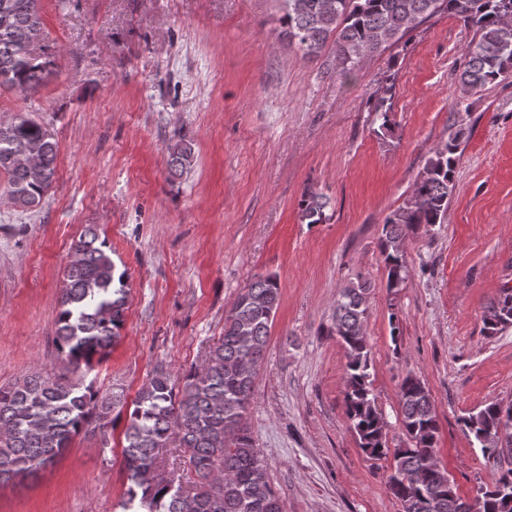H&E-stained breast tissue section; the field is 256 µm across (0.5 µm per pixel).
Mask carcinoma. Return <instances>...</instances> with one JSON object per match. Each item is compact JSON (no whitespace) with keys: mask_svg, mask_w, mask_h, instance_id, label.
<instances>
[{"mask_svg":"<svg viewBox=\"0 0 512 512\" xmlns=\"http://www.w3.org/2000/svg\"><path fill=\"white\" fill-rule=\"evenodd\" d=\"M42 0H0V88L29 96L50 75L54 60L37 52L43 39ZM284 33L310 57L333 41L336 68L351 75L368 57L399 42L428 17L446 12L474 28L458 84L465 93L512 75V0H282ZM467 129L453 122L447 139L428 159L415 183L412 202L393 211L383 224L381 253L387 288L408 276L402 242L424 224L443 223L455 190V173ZM58 147L35 119L17 115L0 122V174L6 176L11 204L31 211L55 181ZM194 149L185 136L168 147L174 174L192 165ZM325 196L307 193L304 219H325ZM126 272L118 271L112 248L89 224L72 246L63 271L54 343L67 364L102 357L119 336L127 305ZM371 285L358 280L342 288L332 330L345 345L344 407L359 445L369 456L393 457L386 486L402 512H462L448 472L436 468L439 420L425 383L408 375L400 385L399 419L405 445L388 446L387 423L369 381L370 348L364 323ZM280 301L276 275H257L235 300L224 334L209 346L201 365L179 381L162 367L142 385L124 431L127 487L123 512H285L268 465L245 421L264 362L270 327ZM512 328V289L505 288L483 320V333ZM123 395L102 394L68 373L37 370L8 388L0 387V485L33 474L51 463L73 437L96 430L108 445L112 408ZM512 419V405L492 400L461 419L464 430L488 456L499 459L500 426ZM184 449L196 474L195 491L158 473L160 453L172 443ZM512 467L499 471L482 489L476 512H512V500L498 495Z\"/></svg>","mask_w":512,"mask_h":512,"instance_id":"obj_1","label":"carcinoma"}]
</instances>
